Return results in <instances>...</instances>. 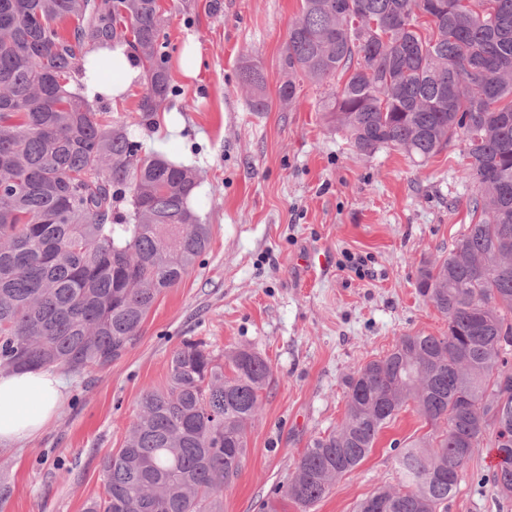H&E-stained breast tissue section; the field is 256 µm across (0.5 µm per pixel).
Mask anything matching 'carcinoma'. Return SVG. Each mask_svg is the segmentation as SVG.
<instances>
[{
    "label": "carcinoma",
    "instance_id": "obj_1",
    "mask_svg": "<svg viewBox=\"0 0 512 512\" xmlns=\"http://www.w3.org/2000/svg\"><path fill=\"white\" fill-rule=\"evenodd\" d=\"M423 2L302 0L288 22L280 104L304 80L325 87L328 122L365 155L419 164L460 139L474 183L471 224L417 278L448 333L402 336L345 379L342 422L310 439L283 492L303 512L410 404L431 430L400 452V482L356 512H443L458 459L485 440L512 497V0H439L422 20ZM164 26L159 0H0V371L112 364L209 247L201 171L143 152L72 85L87 50L127 44L147 79L141 122L154 123L173 95ZM240 84L252 111L271 108L261 68L243 67ZM271 375L254 350L221 362L184 340L166 386L144 392L123 446L104 454L85 512H223Z\"/></svg>",
    "mask_w": 512,
    "mask_h": 512
}]
</instances>
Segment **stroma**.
Masks as SVG:
<instances>
[{"label": "stroma", "instance_id": "35a3bbf8", "mask_svg": "<svg viewBox=\"0 0 512 512\" xmlns=\"http://www.w3.org/2000/svg\"><path fill=\"white\" fill-rule=\"evenodd\" d=\"M162 41L176 93L144 151L201 170L207 253L150 312L139 341L110 366L67 375L56 415L24 444L0 442V512H84L102 491L101 458L121 447L143 392L167 383L187 338L215 356L262 354L273 381L247 430L241 472L224 512H263L279 501L294 462L341 422L344 381L400 336L448 330L416 290L419 269L446 255L470 222L473 191L464 144L417 165L402 153L355 152L305 82L296 105L254 112L239 84L245 62L282 79L287 23L301 0H161ZM197 58L196 77L181 61ZM410 408L380 432L371 453L311 512H353L377 487L400 480L393 443L428 432ZM488 445L473 449L448 512H512L490 480Z\"/></svg>", "mask_w": 512, "mask_h": 512}]
</instances>
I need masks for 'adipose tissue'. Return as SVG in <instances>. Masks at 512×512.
<instances>
[{"mask_svg": "<svg viewBox=\"0 0 512 512\" xmlns=\"http://www.w3.org/2000/svg\"><path fill=\"white\" fill-rule=\"evenodd\" d=\"M83 83L88 98L111 99L142 75L129 46L101 47L92 52ZM64 377L47 370L0 373V442H21L37 434L66 398Z\"/></svg>", "mask_w": 512, "mask_h": 512, "instance_id": "1", "label": "adipose tissue"}]
</instances>
